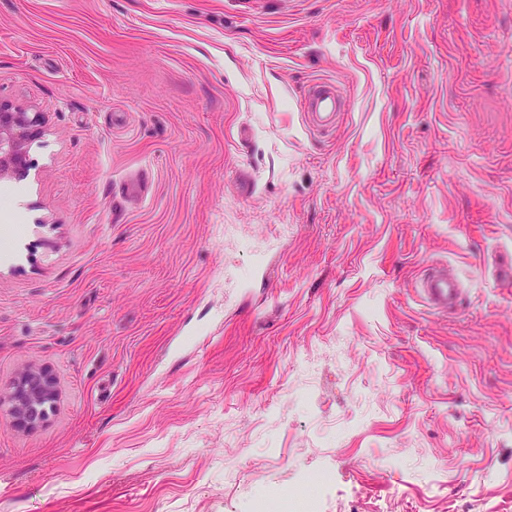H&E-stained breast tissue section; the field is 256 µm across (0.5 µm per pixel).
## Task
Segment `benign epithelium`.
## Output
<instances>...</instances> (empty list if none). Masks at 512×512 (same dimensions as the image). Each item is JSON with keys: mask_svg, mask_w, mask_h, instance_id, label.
Returning a JSON list of instances; mask_svg holds the SVG:
<instances>
[{"mask_svg": "<svg viewBox=\"0 0 512 512\" xmlns=\"http://www.w3.org/2000/svg\"><path fill=\"white\" fill-rule=\"evenodd\" d=\"M42 116L38 112H9L0 108V179L20 178L30 166V148L40 138ZM57 397L55 380L42 368L29 367L21 372L6 402L13 422L33 428L43 422L54 408Z\"/></svg>", "mask_w": 512, "mask_h": 512, "instance_id": "obj_1", "label": "benign epithelium"}]
</instances>
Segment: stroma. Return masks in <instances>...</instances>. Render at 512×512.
I'll use <instances>...</instances> for the list:
<instances>
[{
	"label": "stroma",
	"instance_id": "1",
	"mask_svg": "<svg viewBox=\"0 0 512 512\" xmlns=\"http://www.w3.org/2000/svg\"><path fill=\"white\" fill-rule=\"evenodd\" d=\"M0 105V512H512V0H0ZM338 94L336 89L327 82H314L306 99L307 112L316 122L317 118L335 117ZM38 112H9L0 108V179L23 177L30 166V148L40 138ZM415 288L430 307L444 312L457 310L463 291L455 277L438 267L426 269ZM57 397L55 380L45 369L29 367L21 372L6 401L13 422L33 428L43 422L54 408ZM325 479L319 477L313 488L303 492L281 489L258 497L251 512H321L317 487L324 486Z\"/></svg>",
	"mask_w": 512,
	"mask_h": 512
}]
</instances>
